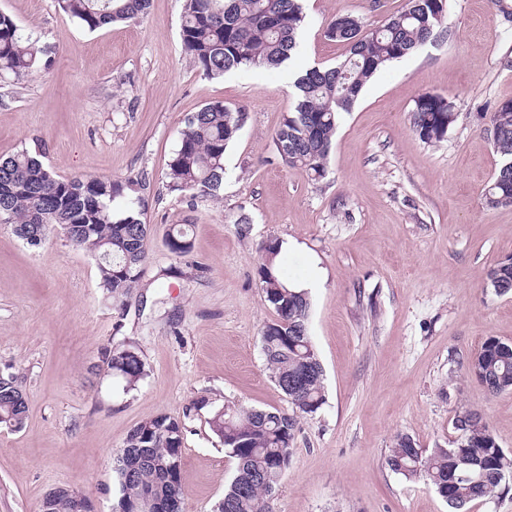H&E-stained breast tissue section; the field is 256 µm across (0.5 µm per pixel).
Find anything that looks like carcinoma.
<instances>
[{
	"mask_svg": "<svg viewBox=\"0 0 512 512\" xmlns=\"http://www.w3.org/2000/svg\"><path fill=\"white\" fill-rule=\"evenodd\" d=\"M58 7L89 31L128 23L147 13L150 0H57ZM448 0H405L401 11L373 27L360 16L338 15L325 37L348 47L340 63L312 66L296 75L295 100L275 132L277 157L291 169L318 181L326 176L333 137L343 113L351 111L365 85L393 61L413 54L444 28ZM305 15L302 0H183L181 41L184 52L210 78L252 68H279L295 53ZM46 49L25 38L13 18L0 12V76L24 78L42 66ZM412 128L426 143L439 142L454 125V106L430 92L414 101ZM247 119L241 108L209 103L186 117L179 146L169 162L170 191L217 199L224 186V156ZM493 151L501 164L484 188L488 203L512 206V101L491 107L488 116ZM124 187L97 176L62 177L38 154L21 150L0 157V224L31 246L41 245L58 226L72 232L71 244L94 256L99 288L113 300L127 297L149 254V225L129 203L115 205ZM168 250L178 256L191 249L187 230L173 227ZM280 241L262 243L258 269L265 301L276 317L265 324L260 342L270 378L288 397L292 413L226 405L200 397L196 412L210 408L208 424L237 461L235 475L214 512H272L270 500L290 464L296 418L324 403V371L309 336V292L296 290L274 266ZM495 294L512 292V256L487 274ZM100 361L126 390L146 376L142 356L132 349L105 346ZM469 373L492 387L491 396L512 392V343L490 336L467 358ZM28 405L14 376H0V425L20 429ZM463 432L447 448L431 452L409 434L397 437L386 459L407 480H422L453 512H468L479 500L512 491V453L500 447L481 413L465 410L452 421ZM185 421L166 414L146 418L129 432L113 457L118 484L116 506L137 509L149 494L161 510L183 498L181 481ZM70 489L46 494L39 512H71Z\"/></svg>",
	"mask_w": 512,
	"mask_h": 512,
	"instance_id": "cac0c4a2",
	"label": "carcinoma"
}]
</instances>
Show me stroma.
Wrapping results in <instances>:
<instances>
[{
  "label": "stroma",
  "mask_w": 512,
  "mask_h": 512,
  "mask_svg": "<svg viewBox=\"0 0 512 512\" xmlns=\"http://www.w3.org/2000/svg\"><path fill=\"white\" fill-rule=\"evenodd\" d=\"M404 0H305L288 66L210 79L182 50V0H151L143 17L90 32L56 0H0L49 68L0 79V156L37 151L58 175L124 184L152 229L136 288L114 301L95 261L60 230L31 247L0 224V372L18 376L29 416L0 427V512H38L46 492L83 490L112 512L113 455L141 420L186 418L183 512H213L236 461L211 432L204 396L290 412L259 341L275 317L258 277L261 244L283 243L292 281L320 272L309 292V334L324 367L325 402L297 419L274 512H449L429 486L393 472L398 434L447 447L456 412H481L512 451V393L489 396L462 366L487 337L512 342V294L486 274L512 256V207L483 188L501 159L487 109L512 100V23L491 0H449L447 34L377 73L339 123L323 179L275 159L273 137L292 107L291 76L342 60L327 24L352 13L377 24ZM448 97L457 121L437 143L412 130L418 95ZM220 101L248 119L228 148L220 199L168 188V163L186 115ZM145 178L147 188L128 190ZM249 224L239 225L240 215ZM188 224L192 248L169 252L168 230ZM146 362L124 391L98 364L101 347Z\"/></svg>",
  "instance_id": "35a3bbf8"
}]
</instances>
